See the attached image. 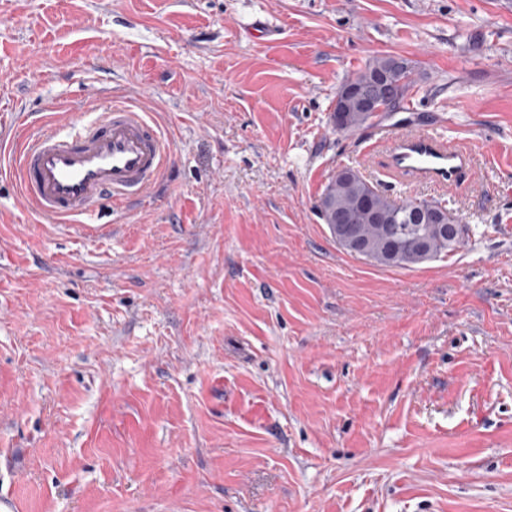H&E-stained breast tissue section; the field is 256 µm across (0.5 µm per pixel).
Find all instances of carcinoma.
Segmentation results:
<instances>
[{"mask_svg": "<svg viewBox=\"0 0 512 512\" xmlns=\"http://www.w3.org/2000/svg\"><path fill=\"white\" fill-rule=\"evenodd\" d=\"M413 65L395 55L375 56L349 78L358 89L380 94V102L400 104L414 84ZM368 123L362 105L354 101L344 112L343 133ZM318 210L332 238L350 254H366L379 265L410 268L454 251L467 225L438 202L416 209L414 200L397 201L371 187L351 168L336 172L326 186Z\"/></svg>", "mask_w": 512, "mask_h": 512, "instance_id": "carcinoma-1", "label": "carcinoma"}]
</instances>
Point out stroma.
<instances>
[{"label": "stroma", "instance_id": "stroma-1", "mask_svg": "<svg viewBox=\"0 0 512 512\" xmlns=\"http://www.w3.org/2000/svg\"><path fill=\"white\" fill-rule=\"evenodd\" d=\"M412 60L341 134L336 89ZM141 101L156 190L51 227L0 180L8 512H512V0H0V124ZM469 142L419 188L469 227L411 269L320 219L336 171L396 200L378 129ZM412 75L410 60L395 55H380L369 60L362 70L344 83L351 82L365 93L381 94V103L395 101L394 107L388 110L391 112L408 95L414 84ZM341 85L336 90V96Z\"/></svg>", "mask_w": 512, "mask_h": 512}]
</instances>
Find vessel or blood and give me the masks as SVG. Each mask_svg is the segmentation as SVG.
<instances>
[{"label":"vessel or blood","mask_w":512,"mask_h":512,"mask_svg":"<svg viewBox=\"0 0 512 512\" xmlns=\"http://www.w3.org/2000/svg\"><path fill=\"white\" fill-rule=\"evenodd\" d=\"M94 112L91 123L71 132L50 123L0 152V174L53 223L87 224L99 203L120 206L148 196L167 168L169 148L139 103L98 102ZM382 141L393 168L420 185L454 186L477 167L476 154L449 146L434 128L413 126L383 134Z\"/></svg>","instance_id":"b4317fda"}]
</instances>
